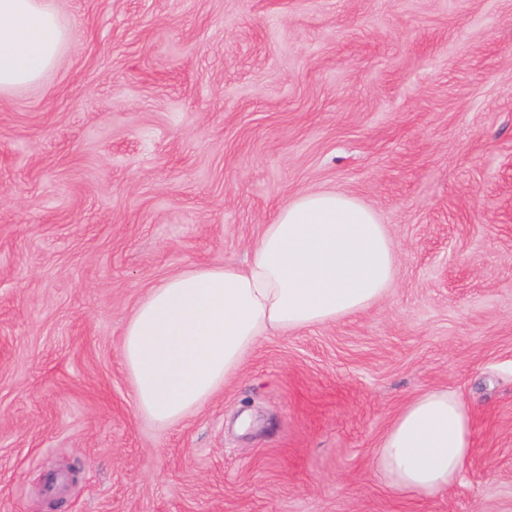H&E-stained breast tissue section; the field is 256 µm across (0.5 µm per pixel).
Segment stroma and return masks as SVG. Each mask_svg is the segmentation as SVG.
<instances>
[{
  "label": "stroma",
  "mask_w": 512,
  "mask_h": 512,
  "mask_svg": "<svg viewBox=\"0 0 512 512\" xmlns=\"http://www.w3.org/2000/svg\"><path fill=\"white\" fill-rule=\"evenodd\" d=\"M56 6V66L0 94V512H512V0ZM313 191L386 224L387 295L148 419L137 304ZM435 388L472 452L406 499L372 460Z\"/></svg>",
  "instance_id": "stroma-1"
}]
</instances>
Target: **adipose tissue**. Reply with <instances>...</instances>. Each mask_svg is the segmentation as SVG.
Returning <instances> with one entry per match:
<instances>
[{
	"instance_id": "obj_1",
	"label": "adipose tissue",
	"mask_w": 512,
	"mask_h": 512,
	"mask_svg": "<svg viewBox=\"0 0 512 512\" xmlns=\"http://www.w3.org/2000/svg\"><path fill=\"white\" fill-rule=\"evenodd\" d=\"M54 0H0V93L38 81L68 40ZM396 273L386 225L336 192L280 207L250 263L187 270L150 289L122 336L138 409L170 424L201 407L240 370L259 341L326 325L384 296ZM472 448L464 402L424 392L397 413L374 466L402 496L445 490Z\"/></svg>"
}]
</instances>
